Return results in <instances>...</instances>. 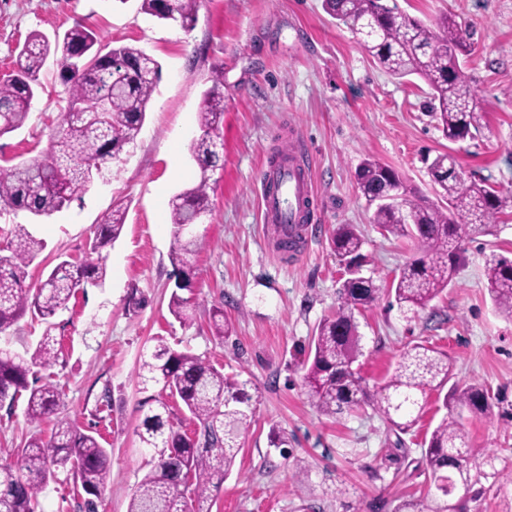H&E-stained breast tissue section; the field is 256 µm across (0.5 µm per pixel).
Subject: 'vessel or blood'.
<instances>
[{
    "label": "vessel or blood",
    "mask_w": 512,
    "mask_h": 512,
    "mask_svg": "<svg viewBox=\"0 0 512 512\" xmlns=\"http://www.w3.org/2000/svg\"><path fill=\"white\" fill-rule=\"evenodd\" d=\"M312 196L310 168L295 150L284 151L269 162L260 201L263 221L270 224L274 240L287 239L299 248L307 245Z\"/></svg>",
    "instance_id": "1"
}]
</instances>
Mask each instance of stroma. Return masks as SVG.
Returning <instances> with one entry per match:
<instances>
[{
	"instance_id": "35a3bbf8",
	"label": "stroma",
	"mask_w": 512,
	"mask_h": 512,
	"mask_svg": "<svg viewBox=\"0 0 512 512\" xmlns=\"http://www.w3.org/2000/svg\"><path fill=\"white\" fill-rule=\"evenodd\" d=\"M399 10L436 24L450 15L466 28L475 53L466 64L483 120L472 138L449 142L428 109L418 77L398 79L379 66L322 0H200L192 30L158 20L140 0H0V79L26 36L61 34L82 25L101 43L143 49L161 66L138 140L106 165L81 200L48 217L0 211L3 235L25 225L44 247L29 265L38 284L62 259L81 261L97 224L114 200L129 202L122 234L104 249L107 277L78 292L51 323L24 317L0 346L33 350L44 331L61 344L58 360L38 370L65 395L56 416L28 422L23 407L0 410V448L50 438L59 421L93 431L111 452L110 475L97 512H128L131 494L151 468V452L135 433L146 397L136 370L163 338L248 381L256 414L230 477L210 512H396L426 490L424 442L445 410L429 392L418 423L403 436L373 410L330 418L312 405L302 365L318 324L337 306L344 271L330 250L339 224L365 238L364 275L384 292L358 314L363 355L359 370L384 383L406 344L429 340L447 352L459 385L479 383L497 402L488 415H465L462 430L479 459L482 490L468 512H512V320L495 309L486 289L490 254L512 257V215L493 232L465 241L453 283L425 309L405 312L386 294L395 270L417 253L413 240L380 234L374 207L360 193L355 171L368 157L396 170L422 200L443 205L428 165L451 154L465 179L485 180L512 193V0H395ZM224 73L222 168L213 172L212 210L196 232L190 258L196 319L185 325L169 311L177 275L169 201L199 174L191 145L199 136L202 95ZM56 59L39 73L41 89L24 126L0 137V166L44 155L68 98ZM180 137L179 153L170 150ZM295 147L310 161L318 194L307 251L281 256L261 218L258 190L264 162ZM224 311L232 332L217 338L209 312ZM110 400H103V392ZM288 446L271 444L272 431ZM403 448H395V440ZM392 454L379 467L382 454ZM308 466V480L297 479ZM38 512H82L86 494L58 470L40 493Z\"/></svg>"
}]
</instances>
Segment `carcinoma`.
Instances as JSON below:
<instances>
[{
    "mask_svg": "<svg viewBox=\"0 0 512 512\" xmlns=\"http://www.w3.org/2000/svg\"><path fill=\"white\" fill-rule=\"evenodd\" d=\"M198 0H141V10L160 20L193 28ZM324 10L356 34L363 49L389 74H415L429 87L428 107L442 125L448 141L466 138L482 115L461 59L472 53L469 35L445 16L432 28L382 0H323ZM59 57V78L69 87L61 121L50 137L47 155L0 169V204L35 216H50L81 198L94 171L128 151L146 117V107L159 80L157 62L143 50L121 45L103 51L97 35L76 25L63 36L49 38L31 32L19 49L10 78L0 83V137L20 129L39 88L38 75L49 55ZM200 136L192 144L200 174L195 184L170 200L173 226L171 260L181 283L192 291L189 256L198 246L196 235L180 226L211 211L208 172L219 167L216 130L224 121V73L212 77L203 95ZM443 191L445 207L414 198L391 167L365 159L355 177L361 194L376 205L372 223L395 237H410L419 255L407 260L392 278L400 307L416 312L453 282L462 259V243L491 232V220L512 210V194L485 181H466L454 157L437 155L428 166ZM126 206L119 201L105 214L90 254L81 263L62 260L36 288L25 284L26 268L42 248L22 224L6 237L8 254L0 256V332L26 313L43 321L67 308L80 286L106 276L101 251L115 242L125 225ZM336 260L347 266L364 259V238L353 224L332 230ZM487 291L496 309L512 320V258L492 254L486 265ZM372 277H347L339 289L336 312L318 325L309 345L303 382L317 410L336 417L372 408L395 430L407 432L426 404L427 391L444 392L446 414L431 433L425 449L429 485L423 499L406 507L418 512H448V485L481 495L474 489L471 452L462 433L463 412L486 414L493 397L483 385L450 384L448 355L427 340L401 352L384 385L372 390L354 368L363 355L356 313L378 298ZM194 297L173 295L170 311L181 323L195 320ZM58 358L55 339L46 333L32 353L20 355L0 348V404L12 412L26 396L25 416L37 422L56 413L63 402L56 385L29 382L33 368L47 367ZM143 389L161 393L141 402L138 437L154 450L150 472L133 491L128 512H208L213 493L231 474L242 449L243 435L256 413L249 381L224 375L209 361L188 350L171 348L163 340L141 360L137 371ZM178 399L192 429L173 422L168 399ZM0 448V512H36L38 495L55 479L60 467L69 469L88 495L98 496L110 472V454L96 437L61 421L50 439L31 437L20 451Z\"/></svg>",
    "mask_w": 512,
    "mask_h": 512,
    "instance_id": "cac0c4a2",
    "label": "carcinoma"
}]
</instances>
